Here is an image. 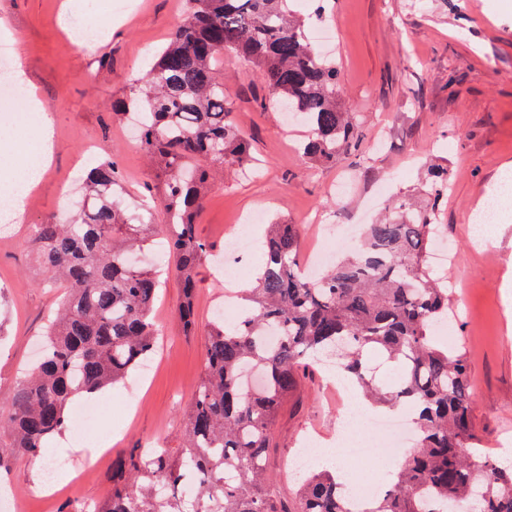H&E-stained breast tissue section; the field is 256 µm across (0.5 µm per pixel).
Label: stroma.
Returning a JSON list of instances; mask_svg holds the SVG:
<instances>
[{"label":"stroma","mask_w":512,"mask_h":512,"mask_svg":"<svg viewBox=\"0 0 512 512\" xmlns=\"http://www.w3.org/2000/svg\"><path fill=\"white\" fill-rule=\"evenodd\" d=\"M131 10L105 13L102 0H0V24L17 48V62L41 100L54 133L52 161L33 188L17 223H0V414L8 413L15 384L35 361L39 340L62 288L54 286L29 249L31 225L73 215L84 191L87 161L111 158L129 189L123 202L137 221L157 216L140 207L158 197L162 180L140 150L131 124L112 117L135 80L153 63L186 9L185 0H131ZM71 7L96 41L80 48L60 25ZM305 32L326 30L324 47L336 59L339 105L356 113L363 135L335 164L315 165L299 145L306 128L266 108L253 67L232 54L219 66L231 117L260 159L259 173L216 172L196 224L212 254L222 253L240 219L265 210L267 222L299 225V258L319 241L331 250L352 243L346 228L374 222L395 199L422 204L430 191L428 164L446 169L449 189L439 203L442 238L453 256L441 276L453 309L455 340L470 369L472 421L488 455L512 445V223L491 240H475L469 223L481 194L501 166L512 163V0H288ZM230 283L206 263L198 273L196 330L177 319L182 293L163 284L155 304L159 329L150 370L115 386L101 419L67 431L42 454L82 467L46 494L31 457L11 461L4 474L18 512H61L102 502L112 488V462L140 446L177 453L193 391L203 375L210 324ZM356 416L353 439L366 445L363 461L342 460L350 487L366 473L387 484L378 466L368 402L346 405L318 365L300 373V388L273 428L268 480L288 494L295 479L289 460L309 434L332 438L346 409Z\"/></svg>","instance_id":"1"}]
</instances>
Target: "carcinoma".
Instances as JSON below:
<instances>
[{"label": "carcinoma", "instance_id": "obj_1", "mask_svg": "<svg viewBox=\"0 0 512 512\" xmlns=\"http://www.w3.org/2000/svg\"><path fill=\"white\" fill-rule=\"evenodd\" d=\"M226 52L254 67L271 108L308 126L309 158L334 163L358 140L357 121L337 102L335 63L314 49L287 0H187L170 41L122 103L141 109L138 141L163 176L157 203L187 334L197 270L210 256L196 233L205 190L214 169L251 161L217 72ZM85 182L86 205L72 220L32 229L37 264L66 291L40 364L0 417V468L17 455H40L67 429L77 397L125 382L156 346L159 274L128 262L150 244L156 225L128 222L112 160L96 161ZM437 211L395 201L393 216L366 225L360 247L316 278L297 259L299 226L269 225L249 307L230 324L221 315L212 324L179 453L123 455L112 465L110 495L94 512H346L348 496L329 467L297 480L292 508L265 477L273 427L300 368L321 363L338 345L345 349L341 373L365 395L407 408L417 432L378 506L360 512H448L456 500L477 503L475 512H512V467L475 447L467 361L437 336L449 309L448 289L429 265ZM369 351L399 366L396 386L374 384L363 362Z\"/></svg>", "mask_w": 512, "mask_h": 512}]
</instances>
